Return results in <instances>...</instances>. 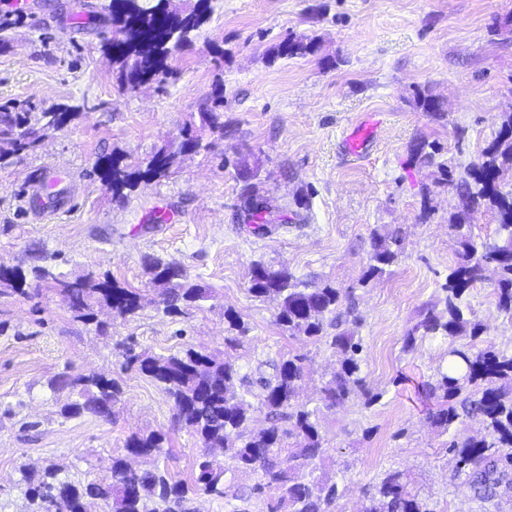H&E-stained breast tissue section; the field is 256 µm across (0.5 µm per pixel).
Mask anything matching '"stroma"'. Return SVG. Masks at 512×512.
Here are the masks:
<instances>
[{
    "mask_svg": "<svg viewBox=\"0 0 512 512\" xmlns=\"http://www.w3.org/2000/svg\"><path fill=\"white\" fill-rule=\"evenodd\" d=\"M210 18L170 59L162 83L122 92L119 71L101 49L110 22L81 12L78 0H0L7 48L0 49V106L36 113L79 107L63 129L0 168V262L56 273L85 269L141 289L132 316L99 313L105 332L74 319L43 286L0 297V512H27L22 469L57 465L75 482L110 478L114 456L133 433H168L165 463L190 478L201 445L172 429V404L135 370H122L116 341L166 353L190 344L231 351L251 377L290 353L305 357L299 400L314 410L326 448L323 469L343 492L336 512H359L363 492L387 471L413 473L434 512H512V493L497 504L476 500L454 474L449 436L428 421L434 400L419 385L446 369L463 338L426 336L412 350L404 338L424 305L442 295L456 243L448 224L459 209L440 165L462 172L512 110V0H209ZM316 40L305 57L272 59L288 34ZM224 88L223 132L203 128L198 103ZM425 90L444 104L442 118L415 103ZM376 123L359 158L343 140L360 122ZM199 137L165 177L112 195L96 161L118 154L146 164L178 144L184 128ZM420 140L439 149L429 167L409 161ZM246 158L257 180L286 207L289 221L258 236L241 216L239 183L224 159ZM427 219H420L422 207ZM169 222H154L158 212ZM402 227L400 261L367 286L370 232ZM177 264L212 296L183 316L164 313L149 260ZM260 261L300 281L353 289L363 346V388L329 409L320 397L339 358L327 341H299L275 322L278 302L249 291ZM494 271L462 303L484 331L477 347L512 354V318L499 312ZM249 332L227 348L225 310ZM96 371L115 379L123 397L112 420L63 418L57 373ZM378 401L367 403V392ZM253 474L236 473L225 497H196L197 512H268L271 494H255Z\"/></svg>",
    "mask_w": 512,
    "mask_h": 512,
    "instance_id": "stroma-1",
    "label": "stroma"
}]
</instances>
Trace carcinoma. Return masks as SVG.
I'll list each match as a JSON object with an SVG mask.
<instances>
[{
  "instance_id": "1",
  "label": "carcinoma",
  "mask_w": 512,
  "mask_h": 512,
  "mask_svg": "<svg viewBox=\"0 0 512 512\" xmlns=\"http://www.w3.org/2000/svg\"><path fill=\"white\" fill-rule=\"evenodd\" d=\"M115 36L102 43L103 52L124 72L125 90H134L131 80L140 76L166 79L170 74L168 59L174 47H181L190 35L207 22L208 6L203 0L191 8L174 11L163 0H111L109 6ZM314 40L290 35L273 51L276 57H304L317 52ZM416 104L434 117L444 114L443 103L421 90ZM224 108V91L217 87L200 105L202 125L224 131L220 109ZM79 116V108L52 106L38 113L41 130H60ZM29 113L23 105L0 107V166L9 165L15 156L35 150L41 135L27 129ZM198 145L193 131H183V141L176 150L157 152L145 168L124 163L121 156L97 161L102 179L115 195L134 189L143 179L165 176L177 155ZM437 148L419 141L412 146L411 160L430 164ZM232 165L240 184L241 208L247 214L253 232L263 235L277 224L288 223L285 209L255 182L256 173L241 161L224 158ZM460 196V210L449 219L457 249L456 260L442 285L443 308L438 304L422 307L417 323L405 336L404 346L411 350L416 336L481 335V324L467 318L460 301L466 290L484 279V267L495 266L498 279L494 294L498 309L512 317V190L500 185L501 173L512 170V113H502L496 136L481 150L477 162L465 176L456 179L453 171L441 167ZM490 210L497 223L496 238L477 243L471 235L468 218L475 209ZM371 253L359 284L367 285L397 264L403 254L401 228L370 233ZM152 283L161 288L164 311L183 315L190 307L211 298V290L190 281L185 270L174 271L160 261L150 267ZM38 282L49 284L68 305L73 317L85 323L94 321L92 306H105L120 316H132L142 306V294L117 285L107 275L93 271L73 278L53 273L49 268L32 269ZM249 292L256 297L275 295L279 301L276 324L295 339H329L342 358L332 378L323 387V401L328 408L343 404L354 389L362 386L361 339L341 322L325 323V316L350 301L352 292H343L329 282H299L286 269L253 263L249 269ZM26 275L21 268L0 266V295H28ZM230 345L245 337L248 328L242 318L231 311L224 313ZM336 329L330 334L327 328ZM122 366L134 368L154 381L172 402L176 423L192 431L202 450L196 460V472L189 481L175 480L159 465L142 471L130 470L122 456L112 458L110 479L86 485L59 477L58 469L47 467L34 476L23 471L25 497L37 512H81L86 498L101 502L103 512H193L195 495L222 497L231 489L227 474L237 471L256 476L255 490L274 491L277 499L270 512H333L340 498L339 486L330 477L308 479L313 465L323 460L325 447L315 411L297 400V390L305 376V357L288 354L273 365V373L256 380L257 403L246 400L238 388L247 385L237 361L185 346L167 354L137 350L132 341H118ZM449 367L423 384L427 395L437 404L429 412L431 425L446 434L463 419L481 422L486 433L481 436L452 437L448 448L459 463L456 473L465 475L477 500L491 502L512 492V355L494 347L474 351L452 347L448 350ZM54 392L69 391L70 397L60 406L65 418L92 415L110 419L121 396V388L112 378L93 373L71 376L62 373L48 383ZM266 413L269 425L259 431L250 429L254 414ZM161 433L132 434L125 442L127 454L155 459L165 454ZM224 444L229 465L215 462L208 446ZM359 512H434L420 494L410 475L392 471L366 490Z\"/></svg>"
}]
</instances>
